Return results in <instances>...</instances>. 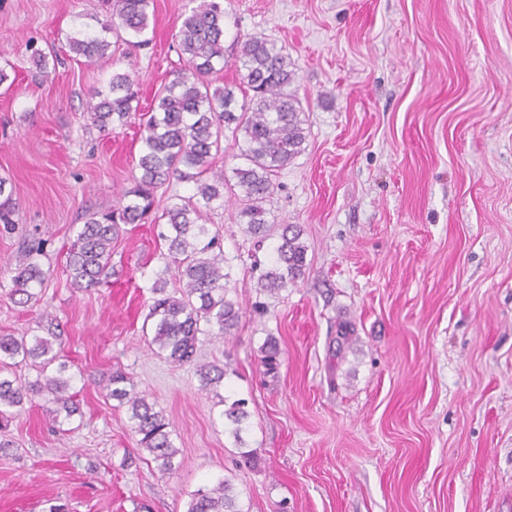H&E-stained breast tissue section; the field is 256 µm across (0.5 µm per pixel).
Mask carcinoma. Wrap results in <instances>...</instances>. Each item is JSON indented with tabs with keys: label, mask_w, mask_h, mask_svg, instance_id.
<instances>
[{
	"label": "carcinoma",
	"mask_w": 512,
	"mask_h": 512,
	"mask_svg": "<svg viewBox=\"0 0 512 512\" xmlns=\"http://www.w3.org/2000/svg\"><path fill=\"white\" fill-rule=\"evenodd\" d=\"M109 11L97 20L98 27H80L67 35L70 50L94 62L108 55L111 38L130 46L148 44V9L152 0H108ZM223 0H201L190 8L179 30V50L185 68L156 94L141 136L142 149L137 167L140 176L133 186L123 190L118 206L88 215L68 247V277L75 288H95L105 282L112 269V242L123 226L156 222L151 217L157 191L173 180L192 181L195 193L167 207L168 258L180 269L178 294L168 292V282L158 278L153 286V302L147 319L153 321L154 335L148 346L178 365L194 361L200 336H227L239 320L236 304L227 298L229 274L218 247L219 232H210L205 216L214 204L224 202V189L233 191L242 204L240 223L259 248L270 236L265 204L273 194L272 176L288 166L304 151L306 134L304 108L292 86L297 81L294 64L283 49L261 36H249L240 42L234 65L241 72L242 84L252 92L250 99L238 102L235 87L212 86L213 77L227 65L224 55ZM137 74L132 70L112 73L105 90L90 93L86 112L92 125L101 130L127 123L137 111ZM241 134L244 147L243 167L233 169L235 183L228 184L223 171L213 170L215 156L221 151L224 130ZM15 204L7 198L0 202V228L8 231L16 224ZM41 248L31 246L19 253L11 273V296L27 305L38 300L35 289L46 281L38 256ZM306 247L301 230L294 224L281 225L273 247L272 260L257 277L261 292L287 289L304 274ZM46 335L0 336V431L8 428L24 403L45 396V411L53 419L70 418L77 407L68 394L70 378L64 376L66 364L57 363L53 352L57 339L53 325ZM279 348L269 338L261 349L260 362L269 373L278 366ZM40 359L42 369L56 365V373L23 386L7 375L12 361ZM203 387L219 385L224 368L203 365L197 369ZM106 389L120 406L128 407L131 428L137 444L149 452L157 467L169 471L179 453L170 438L169 422L143 396L134 392L130 379L122 372L112 374ZM224 405L222 416L238 445H243L249 412L247 402L236 399ZM187 512H242L229 479L222 478L212 488H199L190 494Z\"/></svg>",
	"instance_id": "obj_1"
}]
</instances>
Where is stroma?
Segmentation results:
<instances>
[{"instance_id":"obj_1","label":"stroma","mask_w":512,"mask_h":512,"mask_svg":"<svg viewBox=\"0 0 512 512\" xmlns=\"http://www.w3.org/2000/svg\"><path fill=\"white\" fill-rule=\"evenodd\" d=\"M189 8L154 0L148 46L90 63L66 35L103 17V0H0L14 80L0 85V178L17 221L0 232V336L57 324L79 406L55 423L36 397L13 419L0 512H186L222 477L242 512H512V0H224L229 60L236 35H256L297 67L306 149L266 207L272 226L300 227L307 268L259 292L252 268L269 248L255 249L232 194L208 214L240 312L230 336L197 345L198 364L226 371L215 392L143 336L155 280L178 283L164 223L128 225L102 286L74 288L66 272L86 214L133 184L145 114L185 65ZM35 48L58 64L35 69ZM118 68L138 75L139 111L102 131L86 102ZM34 242L48 278L23 307L5 266ZM117 370L168 420L172 471L139 452L107 397ZM222 395L248 402L243 445Z\"/></svg>"}]
</instances>
